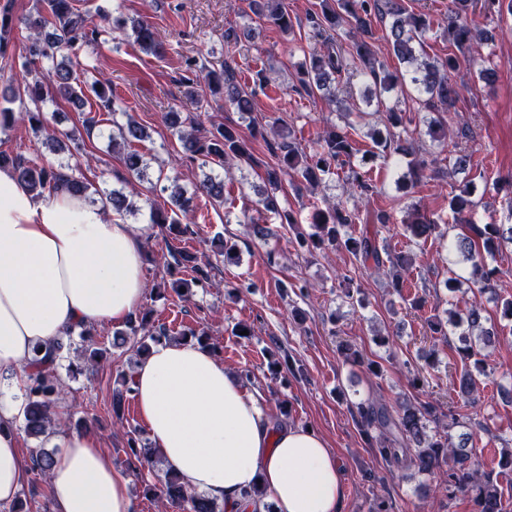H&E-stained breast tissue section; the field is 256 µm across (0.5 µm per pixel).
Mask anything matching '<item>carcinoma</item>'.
Here are the masks:
<instances>
[{"instance_id": "carcinoma-1", "label": "carcinoma", "mask_w": 512, "mask_h": 512, "mask_svg": "<svg viewBox=\"0 0 512 512\" xmlns=\"http://www.w3.org/2000/svg\"><path fill=\"white\" fill-rule=\"evenodd\" d=\"M249 9L265 18L269 23L286 33L293 29L292 20L283 0H249ZM472 0H449L448 13L435 18L426 13H416L407 9L404 0H320V13L312 20L316 36L324 39L326 51L313 50L304 56L297 67V82L309 94L320 93L329 103L334 104L338 93L354 96L352 80L356 76L370 78L375 88L359 91V104L375 114L383 115L384 130L374 129L370 136L374 150L356 162L358 147L348 132L329 129L317 137L314 148L307 153L291 136H285L276 129L265 132L263 128L251 129V138L242 136L228 126L217 127L204 134H197L195 125L187 131L181 130L185 122L180 113L172 109L166 113L171 127L179 130L184 158L198 159L221 169L235 166L243 169L254 165L252 139H267L274 135L275 163L266 170L264 187L257 189L259 204L279 213L280 223L295 225L297 220L290 210L278 211L276 192L283 182L297 179L312 191L325 183V177L334 169L344 171L342 194L353 200L348 207L342 203L316 212V231L309 235H298V243L311 254L326 246H334L352 256L360 267L372 268L387 278V287L399 297L404 296L407 282L405 274L413 265V255L406 251L396 252L380 238L378 231L368 229L354 231L360 222L358 200L366 202L377 193L371 183L365 165L378 155L391 156L398 167L405 171L398 181L412 187L428 178L425 161L416 157V147L405 138L408 125L414 117L403 109V105L413 103L416 112L422 114L427 126V134L440 146L459 137L448 127L447 122L433 116L435 112H446L453 107L461 93L462 86L456 75L468 68L473 61V53L480 45L495 39L492 29H480L470 18ZM388 20L386 40L397 59L401 70L395 72L385 68L377 60L372 38V18ZM29 33L25 36L27 56L21 68L15 72L10 93L3 94L4 101L29 100L34 109L14 113L9 107L0 108V130L12 126L20 119L29 124L36 134L46 135L48 146L53 151L64 149L62 133L50 128L45 113L39 103L52 92L70 101L77 107L85 106L86 96L94 97L95 105L102 112L122 111L121 102L112 94V81L108 78L94 79L81 86L74 76V63L70 53L81 47L96 53L106 47L117 45L124 37L133 38V43L149 55L162 57L165 54L163 43L156 37L152 26L143 19H129L122 12L92 16L79 11L74 0H42L36 15L23 21ZM349 28L351 34L348 48L333 38V33ZM441 27L448 34V42L455 52L448 54L444 61L425 58V37L434 28ZM16 25L13 17L0 14V57L7 55L8 46L16 39ZM187 84L185 96L194 97L195 85L204 82L214 97L232 104L241 114L253 112L254 91L238 80L237 73L227 63L219 67H209L204 74L195 78H184ZM397 92L393 103L388 104L383 94ZM86 134L97 133L107 136L108 142L117 145L123 140H141L147 137L144 128L128 123L122 125L112 121V131L100 128L99 120L86 116L83 120ZM471 156L461 147L448 153L451 171L463 174L470 167ZM125 166L133 174L142 177L148 169L142 154L129 150L125 156ZM10 170L18 183L35 196L45 191L66 188L69 192L89 197L91 185L81 178L59 171L38 160L28 161L20 157L0 154V169ZM207 195L215 202L224 203V180L209 177L194 186L189 194L178 184L171 186L169 194L170 211L160 208L151 213V223L167 225L168 233L176 237L186 234L189 225L180 217L193 211L194 194ZM481 203L475 198L473 183L464 181L448 198V210L455 224L468 225L470 234L448 239V255L455 262L467 264L466 275L448 278L445 287L454 292L462 283L477 288L481 294L497 296L498 270L489 266L484 256H494L499 248L507 243L512 245V224L490 222L477 225L471 215ZM404 232L415 240L427 241L434 237H445L439 230L438 221L427 216L419 208H413L404 224ZM193 257L186 252L172 250L166 264L169 290L185 296L193 293V288H204L210 280L207 267L193 266L191 279L181 277L182 269ZM457 333V356L461 363L458 397L464 405L474 407L478 401L480 386L477 377L485 374L484 346L495 342L497 330L484 325L482 308L473 305L466 313L448 312L444 321L434 315L429 319V330L441 336L448 335V326ZM80 354L77 362H69L67 371L74 377L95 366L109 361L112 349L129 346L138 356L150 350L151 346L163 339H172L167 330L150 324L149 315L136 312L126 322V330L112 336L111 345L98 342L92 330L83 328L78 332ZM73 342V334H68L67 342H58L53 350L42 357H35L30 363L31 374L25 389V414L23 429L31 437L48 439L55 429L54 408L62 400L66 390L64 380L57 368L63 358L66 343ZM121 390L112 399V412L120 416L124 410V398L132 393L130 378L125 374L118 377ZM355 424L365 440L389 465L397 468H410L419 474L432 475L445 470L448 486L461 493L474 494L477 512H506L502 491L497 482L480 471V464L469 448L472 438L462 436L453 442L447 426L441 423L443 412L430 404L415 405L406 403L398 410L391 411L387 405L371 400L360 401L351 406ZM435 424L434 433L428 434L429 424ZM127 465L135 470L153 469L158 452L141 444L138 428L129 427L127 432ZM53 464V454L36 448L31 455L30 472L36 477H46ZM142 492L148 497L164 501L180 512H223L215 501L206 499L200 493H191L180 482L178 475L167 468L156 475V482L146 483Z\"/></svg>"}]
</instances>
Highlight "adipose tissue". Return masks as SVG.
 Masks as SVG:
<instances>
[{"label": "adipose tissue", "instance_id": "1", "mask_svg": "<svg viewBox=\"0 0 512 512\" xmlns=\"http://www.w3.org/2000/svg\"><path fill=\"white\" fill-rule=\"evenodd\" d=\"M144 232L64 189L35 197L0 171V503H11L30 474L17 424L31 361L71 329L121 324L136 311L147 288ZM132 389L154 448L187 489L228 512L255 486L259 512H342L344 480L326 440L298 424L273 428L209 350L155 345L139 360ZM52 439L53 512H133L128 473L97 433Z\"/></svg>", "mask_w": 512, "mask_h": 512}]
</instances>
